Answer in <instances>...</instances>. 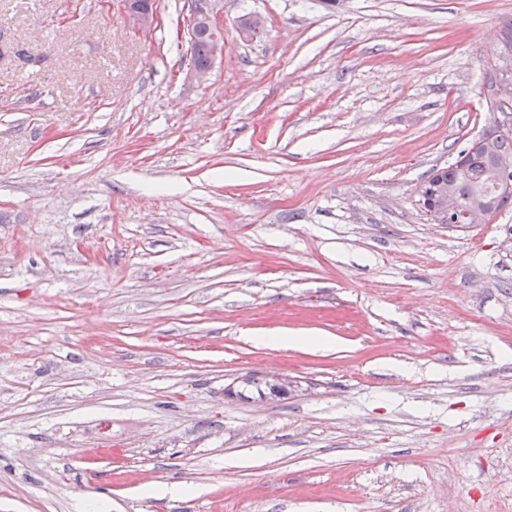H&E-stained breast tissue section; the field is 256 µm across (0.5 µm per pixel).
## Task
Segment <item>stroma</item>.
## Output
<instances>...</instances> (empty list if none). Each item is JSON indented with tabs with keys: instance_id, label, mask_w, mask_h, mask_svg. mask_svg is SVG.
Returning <instances> with one entry per match:
<instances>
[{
	"instance_id": "stroma-1",
	"label": "stroma",
	"mask_w": 512,
	"mask_h": 512,
	"mask_svg": "<svg viewBox=\"0 0 512 512\" xmlns=\"http://www.w3.org/2000/svg\"><path fill=\"white\" fill-rule=\"evenodd\" d=\"M155 2L0 0V512H512V205H418L512 0ZM209 2V0H199L195 5L194 19L197 24L194 26V38L191 40L192 59L195 67H193L191 73L199 80H205L210 73L214 61L218 57L224 56L223 36L214 37L210 54V40L213 31L209 29V27H215L219 30H223V25H221L217 14L213 13ZM201 20L209 27L205 24L198 23Z\"/></svg>"
}]
</instances>
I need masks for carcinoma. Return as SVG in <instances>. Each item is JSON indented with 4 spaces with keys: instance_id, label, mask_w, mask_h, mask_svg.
I'll return each mask as SVG.
<instances>
[{
    "instance_id": "obj_1",
    "label": "carcinoma",
    "mask_w": 512,
    "mask_h": 512,
    "mask_svg": "<svg viewBox=\"0 0 512 512\" xmlns=\"http://www.w3.org/2000/svg\"><path fill=\"white\" fill-rule=\"evenodd\" d=\"M212 34L207 25L195 24L194 38L191 40L194 66H208ZM464 151L467 152L465 171L460 173L451 166L429 171L419 187V198L436 201L439 185L448 184L458 192L462 204L483 207L490 222L504 207L512 204V171L505 173L497 167L500 156L512 157V131L498 137L489 146L475 151L468 146ZM244 383L254 387L260 398H279L293 391L291 382L286 388L252 378L244 379Z\"/></svg>"
}]
</instances>
